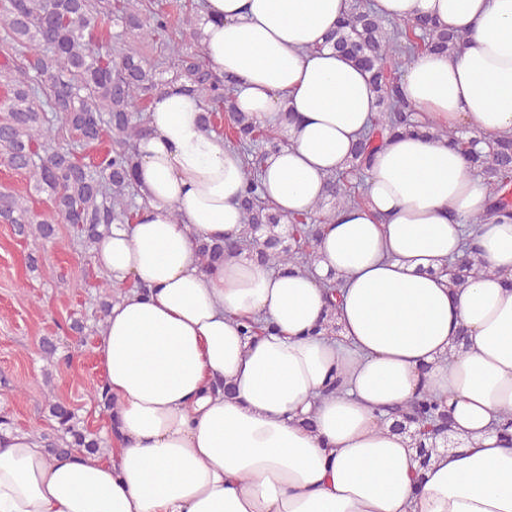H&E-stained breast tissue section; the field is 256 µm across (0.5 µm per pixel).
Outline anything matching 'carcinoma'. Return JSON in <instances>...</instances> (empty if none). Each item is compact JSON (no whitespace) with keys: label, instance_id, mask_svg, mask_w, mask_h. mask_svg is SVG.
<instances>
[{"label":"carcinoma","instance_id":"obj_1","mask_svg":"<svg viewBox=\"0 0 512 512\" xmlns=\"http://www.w3.org/2000/svg\"><path fill=\"white\" fill-rule=\"evenodd\" d=\"M107 16L125 30H145L155 40L172 71L164 77L162 62H152L132 47L117 58L96 53L95 20ZM201 3L180 0H0V160L29 175L52 208L36 213L27 197L0 191V221L19 225V232L42 238L55 225H74L77 237L91 248L108 224H127L137 205L133 172L136 144L145 134V111L165 85L180 82L203 100L205 124L222 131L226 143L242 155L249 184L240 199L245 226L233 240L204 241L202 262L210 264L239 252L256 255L279 269L301 268L315 260L321 225L330 220L324 202L333 206L362 204L360 190L372 154L395 135L446 136L464 155L470 173L489 188V214L512 219V136L486 137L475 131H443L419 123L415 108L402 95L400 72L420 51L453 54L456 36L427 18L389 22L371 0H350L349 16L327 37L334 50L368 75L378 114L353 148L352 167L328 176L324 198L312 213L284 216L262 196L257 173L268 152L284 143L282 123L272 124L236 110L227 77L209 67L198 43L196 21ZM109 137L110 147L90 169L76 156V146ZM452 287H461L486 272L475 256L445 265ZM68 448L97 452L101 441L59 403L50 405ZM393 427L413 429L422 463L436 448L435 439L451 432L448 409L427 393L391 413Z\"/></svg>","mask_w":512,"mask_h":512}]
</instances>
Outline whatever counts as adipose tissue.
<instances>
[{
  "label": "adipose tissue",
  "mask_w": 512,
  "mask_h": 512,
  "mask_svg": "<svg viewBox=\"0 0 512 512\" xmlns=\"http://www.w3.org/2000/svg\"><path fill=\"white\" fill-rule=\"evenodd\" d=\"M200 43L239 111L289 113L258 180L281 213L315 209L377 114L367 76L323 42L348 0H205ZM430 16L457 54L419 52L404 98L438 127L512 135V0H373ZM137 142L136 220L93 251L120 295L94 346L111 454L53 455L0 433V512H512V221L447 138L400 135L371 161L368 201L337 208L317 259L275 271L242 253L202 266L200 241L237 235L247 173L203 124L201 99L157 92ZM477 220L488 276L450 287ZM338 286L335 335L314 336ZM273 332L244 333V322ZM464 347H457L459 329ZM431 394L456 446L420 467L389 409Z\"/></svg>",
  "instance_id": "1"
}]
</instances>
